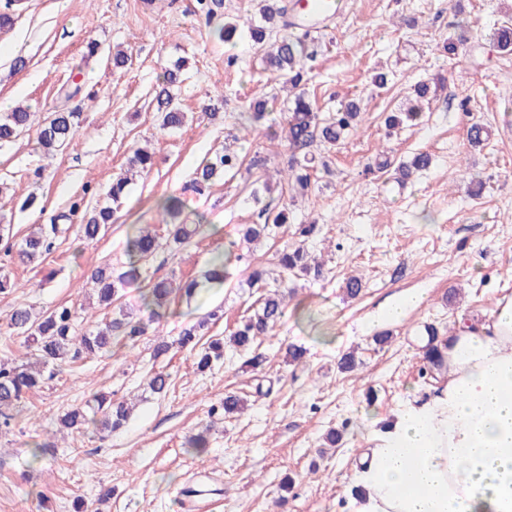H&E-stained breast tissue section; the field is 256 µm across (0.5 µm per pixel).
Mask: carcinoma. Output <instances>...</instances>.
Segmentation results:
<instances>
[{
  "label": "carcinoma",
  "instance_id": "1",
  "mask_svg": "<svg viewBox=\"0 0 512 512\" xmlns=\"http://www.w3.org/2000/svg\"><path fill=\"white\" fill-rule=\"evenodd\" d=\"M260 22L250 27L253 44L261 46L275 29L276 19L287 14L286 6L280 0H255ZM312 30L300 29L294 36H281L264 57L267 69L278 79L288 83V107L284 113L285 139L288 142V181L304 193L311 187V171L315 155L310 147L319 141L334 147L347 135L357 129L360 115L359 105L351 100L336 112L323 117L316 112L310 99L300 86L304 76L312 70L314 52L308 50ZM492 45L502 53L512 52V25H503L494 30L490 37ZM187 61L181 58L164 68L159 75L154 96L155 109L160 114L164 129L177 130L184 126L187 113L181 108L174 89L183 82ZM430 86L419 82L414 86V103L404 112L392 113L385 119L390 129L406 122L417 121L422 116V102L427 100ZM251 123L263 125L275 123L270 118L268 102L255 99L250 102ZM81 124V113L59 108L46 117L38 129L39 148L51 155L68 147L74 140ZM31 127V112L18 106L10 112L0 113V143L10 142ZM431 157L420 152L408 164H400L396 172L407 178L410 169H426ZM243 158L228 150L202 162L194 171L190 188L201 195L226 172L239 169ZM154 156L144 149H136L128 159L126 169L118 173L107 191V203L99 208L86 211L78 225L79 236L85 241L96 240L108 225L114 223L117 204L125 195L133 170L144 173L152 169ZM167 226L166 245L178 248L198 232L195 224L179 220L182 203L178 196L170 195L157 203ZM260 221L245 224L241 239L247 244L266 238L288 223V208L274 212L267 208L259 213ZM57 232V225L51 231L43 229L26 237L19 256L28 262L42 257L50 246L49 233ZM161 247L160 237L149 229H138L127 239L126 251L129 262L125 269L117 271L109 265L98 266L90 273L95 285L98 304L110 311V315L94 329L78 331V311L70 305H60L49 312H35L30 307L16 308L10 317V326L25 335L26 348L30 350L31 361L21 364L0 363V432L9 431L17 425L23 411L26 396L52 381L60 368L69 362L87 359L112 351V344L123 343L134 346L147 335L152 324L159 322L162 310L166 309L171 296L177 292L188 297L194 295L200 286L196 279L176 282L167 277H152L143 271L141 263L153 257ZM229 255L214 260L212 268L205 274L207 282H222L228 277ZM281 269L280 281L288 288V277L317 280L322 275L320 265H312L302 245H285L277 256ZM138 290L141 305L149 312L143 318L133 312L125 302L127 290ZM286 314L285 294L278 290L269 291L258 300L253 312L241 321L231 333L229 342L237 349L252 354L248 363L259 366L263 355L258 353L257 340L266 335ZM218 317L213 312L199 322L183 328L176 340L181 348L198 345L200 331L208 320ZM224 358V339L213 338L197 354L196 367L200 371L211 369L214 363ZM129 408L112 396L94 393L83 406L72 408L58 418L61 427L80 432L92 427L98 431H112L119 428L128 418Z\"/></svg>",
  "mask_w": 512,
  "mask_h": 512
}]
</instances>
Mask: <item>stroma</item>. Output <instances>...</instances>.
<instances>
[{"instance_id":"35a3bbf8","label":"stroma","mask_w":512,"mask_h":512,"mask_svg":"<svg viewBox=\"0 0 512 512\" xmlns=\"http://www.w3.org/2000/svg\"><path fill=\"white\" fill-rule=\"evenodd\" d=\"M23 2L13 26L0 29V101L25 102L39 120L67 101L83 121L51 159L31 131L0 145V216L10 227L0 236V272L17 283L0 294V360L20 362L27 352L9 326L16 307L46 312L68 304L81 308V329L100 322L105 311L89 271L121 268L132 229L149 224L166 237L156 206L164 196H181L184 221L202 230L178 249L161 247L149 272L200 279L227 249L237 257L224 285L202 283L194 297H176L159 335L64 367L28 396L19 425L0 433V512H181L180 494L192 489L204 490L209 512H343L366 434L447 378L425 361L420 333L431 326L451 334L462 314L485 321L498 300L512 297V54L488 39L494 25L512 24V0H347L343 13L327 18L315 34L317 65L304 89L324 114L357 100L361 123L336 148L314 145L312 190L296 199L284 174L283 133L251 130L245 116L256 98L281 113L286 91L264 71L249 38L230 49L211 36L225 17L249 20L252 0H217L209 22L199 17L197 0ZM451 34L459 40L452 52ZM92 40L98 52L91 57ZM117 45L132 57L120 71L110 57ZM19 57L26 65L18 70ZM180 57L188 64L178 95L192 120L168 131L151 99L162 69ZM379 72L388 77L382 89L374 84ZM74 81L81 93L64 99ZM420 81L431 85L422 121L388 132L387 113L400 111ZM217 91L224 118L213 122L205 109ZM475 124L488 131L479 146L468 140ZM228 129L240 136V155L260 154L266 168L195 194L188 188L194 170L222 149ZM145 143L155 165L130 185L104 235L85 243L76 225H58L47 254L31 264L19 260L29 232L55 223L72 204L89 210L103 203L113 175ZM382 152L397 163L426 152L432 164L400 184L393 173L374 171ZM258 179L271 190L256 198ZM32 192L39 206L22 209ZM266 205L287 206V226L241 243L242 225L256 222ZM311 220L319 230L308 248L323 276L289 281L286 316L261 339V368L247 367L230 345L223 363L205 372L190 350L154 357L158 340L176 339L217 308L224 318L208 333L230 336L261 295L249 284L252 268H274L295 226ZM352 276L363 285L355 297L344 289ZM409 293L421 303L401 321H385L382 306ZM382 332L389 338L381 344ZM292 346L304 349L300 361L289 359ZM349 352L359 364L341 370ZM159 371L172 383L164 396L147 387ZM98 390L131 404L127 422L104 437L61 431L60 412ZM228 392L244 400L242 412H219ZM205 427L209 447L198 456L186 440ZM337 428L342 439L328 447L326 435ZM34 441L53 444L54 455L31 463Z\"/></svg>"}]
</instances>
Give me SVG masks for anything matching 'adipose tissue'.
<instances>
[{"label":"adipose tissue","mask_w":512,"mask_h":512,"mask_svg":"<svg viewBox=\"0 0 512 512\" xmlns=\"http://www.w3.org/2000/svg\"><path fill=\"white\" fill-rule=\"evenodd\" d=\"M438 351L446 384L368 433L347 512H512V298Z\"/></svg>","instance_id":"1"}]
</instances>
